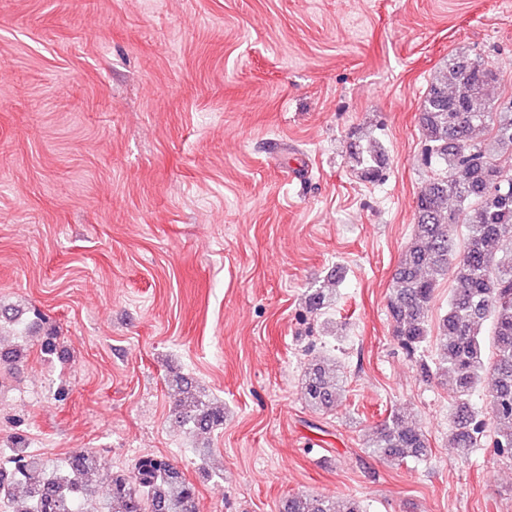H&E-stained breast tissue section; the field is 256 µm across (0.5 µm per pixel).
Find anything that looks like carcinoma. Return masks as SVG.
<instances>
[{
    "instance_id": "carcinoma-1",
    "label": "carcinoma",
    "mask_w": 512,
    "mask_h": 512,
    "mask_svg": "<svg viewBox=\"0 0 512 512\" xmlns=\"http://www.w3.org/2000/svg\"><path fill=\"white\" fill-rule=\"evenodd\" d=\"M500 74L485 61L467 56L448 58L420 105L419 127L434 174L416 197L415 232L394 274L396 288L388 300L391 332L414 357L429 338L428 311L438 276L453 274L448 311L439 325V356L419 361L421 374L449 380L457 394L451 442L477 448L488 441L498 455L512 458V170L496 159L512 154V96L494 95ZM361 177L381 179L376 158L357 157ZM464 229L457 251L454 237ZM337 297L324 288L309 291L307 309L318 314ZM492 355H487L486 344ZM491 381L489 411L470 404L483 378ZM344 384L343 375L313 357L304 372L307 405L328 413ZM178 421L214 428L224 412L202 400L178 397ZM363 446L386 463L426 460V434L391 414L368 435ZM7 473L0 472V504L23 506V512H198L197 489L171 459L144 453L129 471H114L102 454L90 449L56 463L32 454L22 434L0 448ZM108 487L107 496L96 486ZM280 512H365L354 499L296 494Z\"/></svg>"
}]
</instances>
